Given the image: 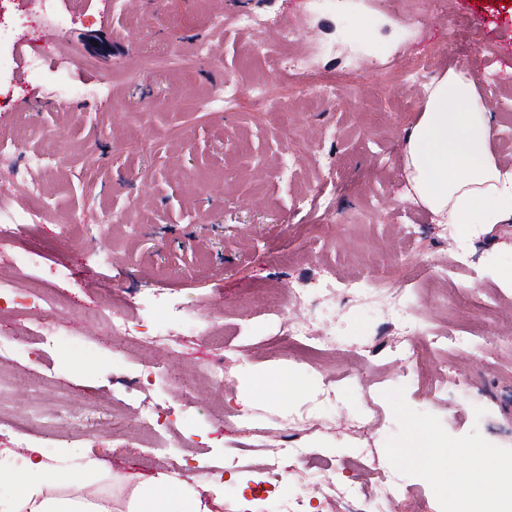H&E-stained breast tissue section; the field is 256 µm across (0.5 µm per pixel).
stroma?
I'll use <instances>...</instances> for the list:
<instances>
[{"label":"stroma","instance_id":"stroma-1","mask_svg":"<svg viewBox=\"0 0 512 512\" xmlns=\"http://www.w3.org/2000/svg\"><path fill=\"white\" fill-rule=\"evenodd\" d=\"M276 29L243 37L218 35L211 16L225 0H57L66 18L57 30L65 55L27 74L23 42L42 28L24 4L11 0L8 33L0 37V140L19 139L27 150L53 157L52 170L33 172L53 200L48 219L0 240V281L38 288L51 281L53 300L38 317L0 300V336H28L39 324L68 332L47 348L0 354V468L17 471L28 447L46 460L79 471L86 458L147 480L157 473L189 478L204 462L210 479L237 512L261 485L255 512H282L280 503L301 483L311 484L313 461L330 467L337 486H350L361 503L372 501L373 474L387 468L404 482L396 512H450L439 477L466 470L470 457L512 463V344L482 356L468 348L440 351L418 380L405 382L387 355V317L325 297L322 270L347 274L381 259L396 287L420 295L431 331L456 328L449 292L501 291L500 270L512 266V222L494 224L471 245L472 269L452 271L456 228H442L420 205L401 200L404 131L418 118L402 112L403 91L388 88L396 61L429 57L426 81L455 69L473 75L496 116L494 154L512 166V81L493 53L512 52V5L505 0H450L446 14L417 27L392 12L354 11L355 0H234ZM293 29L308 46L301 66L316 74L365 73L363 86L338 92L335 102L309 99L288 108V131L272 128L248 103L225 108L228 80L253 73L277 28ZM108 35L106 50L97 44ZM207 45L190 71L165 63L167 54ZM346 183L336 213L321 219L302 193ZM81 224V252L66 247L62 225ZM422 234L408 244L404 227ZM318 236L323 248H302ZM433 272H446L444 290L421 291L408 266L395 265L404 247ZM111 249L110 260L98 259ZM37 249L40 265L19 266ZM67 269L66 277L53 273ZM304 284L306 301L276 314L242 294L268 286ZM172 296L189 318L224 329V374L210 375L208 340L178 337L177 347L128 345L112 336L111 317L162 330L171 318L155 297ZM101 311L89 325L82 306ZM308 317L336 330V346L312 364L287 362L273 350L288 343V317ZM154 362L164 377L153 396L168 401L174 424L161 435L143 423L138 404L120 410L127 376ZM301 381L299 393H258L256 376L274 380L281 369ZM368 419L369 430L359 427ZM296 424L297 456L270 463L280 442L253 440L250 428ZM420 432L430 441L420 462L405 447ZM127 446L111 452L114 436ZM243 462L224 474L225 456Z\"/></svg>","mask_w":512,"mask_h":512}]
</instances>
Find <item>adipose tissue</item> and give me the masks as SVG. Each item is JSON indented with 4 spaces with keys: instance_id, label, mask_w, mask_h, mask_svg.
I'll return each instance as SVG.
<instances>
[{
    "instance_id": "obj_1",
    "label": "adipose tissue",
    "mask_w": 512,
    "mask_h": 512,
    "mask_svg": "<svg viewBox=\"0 0 512 512\" xmlns=\"http://www.w3.org/2000/svg\"><path fill=\"white\" fill-rule=\"evenodd\" d=\"M495 136V116L473 78L451 70L433 81L404 139V199L420 204L438 223L460 225L470 240L486 225L512 221V168L495 157ZM109 480L127 489L124 502L49 465L33 450L21 471L0 473L7 486L0 512H214L224 503L201 478L191 484L161 472L132 485L113 473Z\"/></svg>"
}]
</instances>
